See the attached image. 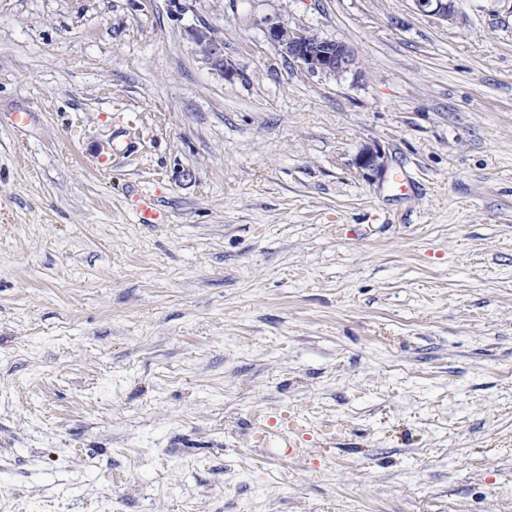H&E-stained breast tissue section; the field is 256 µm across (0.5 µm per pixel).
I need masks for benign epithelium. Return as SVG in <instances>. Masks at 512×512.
Returning <instances> with one entry per match:
<instances>
[{
	"mask_svg": "<svg viewBox=\"0 0 512 512\" xmlns=\"http://www.w3.org/2000/svg\"><path fill=\"white\" fill-rule=\"evenodd\" d=\"M417 11L437 16L445 21L454 18V0H412ZM269 40L311 73L340 75L353 64V55L345 44L319 37L303 29L293 28L284 21L266 22ZM199 54L225 76L232 70L224 62L220 38L208 26L191 31ZM357 169L367 179L386 174L385 154L378 145L366 146L355 160Z\"/></svg>",
	"mask_w": 512,
	"mask_h": 512,
	"instance_id": "1",
	"label": "benign epithelium"
}]
</instances>
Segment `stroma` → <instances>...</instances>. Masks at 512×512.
Instances as JSON below:
<instances>
[{"label":"stroma","mask_w":512,"mask_h":512,"mask_svg":"<svg viewBox=\"0 0 512 512\" xmlns=\"http://www.w3.org/2000/svg\"><path fill=\"white\" fill-rule=\"evenodd\" d=\"M454 6L0 0V512H512V0ZM417 11L437 16L446 22L453 20L454 0H412ZM265 23L269 40L308 72L337 76L353 64V55L341 42L320 38L284 21ZM191 34L199 54L215 70L227 77L232 75L233 71L224 62V49L221 40L213 29L208 26L193 28ZM355 165L367 179L385 176L387 171L385 154L378 145L364 147L357 155Z\"/></svg>","instance_id":"obj_1"}]
</instances>
